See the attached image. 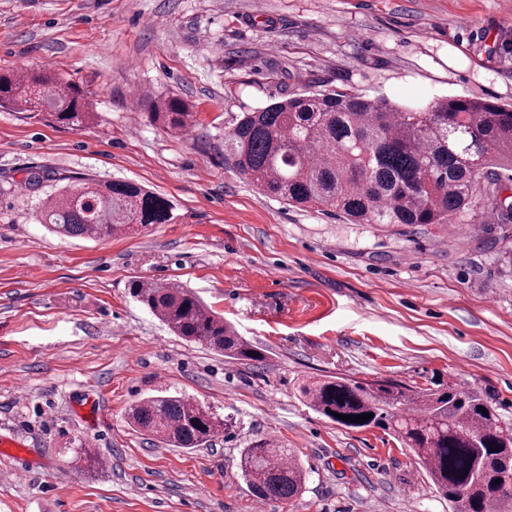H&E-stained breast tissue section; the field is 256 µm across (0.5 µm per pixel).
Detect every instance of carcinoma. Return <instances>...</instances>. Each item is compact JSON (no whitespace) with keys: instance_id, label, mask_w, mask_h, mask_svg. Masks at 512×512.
<instances>
[{"instance_id":"cac0c4a2","label":"carcinoma","mask_w":512,"mask_h":512,"mask_svg":"<svg viewBox=\"0 0 512 512\" xmlns=\"http://www.w3.org/2000/svg\"><path fill=\"white\" fill-rule=\"evenodd\" d=\"M0 107L45 111L67 129L91 117L83 91L47 72L0 73ZM147 108L167 130L191 122L179 98L160 97ZM224 163L271 197L320 207L352 224H446L467 214L477 198L483 201L480 223H512V195H504L501 174L512 171V106L482 99L443 97L418 109L347 91L293 93L243 114L224 134ZM171 219L172 204L141 185L88 177L70 181L40 210L41 223L61 237L103 239ZM131 294L186 342L238 361L265 360L263 349L181 283L134 281ZM299 392L338 425L393 434L453 512H512V424L479 388L450 383L418 389L394 379L324 375L303 382ZM337 413L374 417L352 423ZM127 419L185 450L208 446L226 426L211 408L165 391L131 404ZM69 451L88 467L99 462L79 436ZM240 470L263 501L289 502L307 480L295 451L265 435L241 449Z\"/></svg>"}]
</instances>
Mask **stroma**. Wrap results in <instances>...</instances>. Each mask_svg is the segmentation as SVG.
Here are the masks:
<instances>
[{
  "label": "stroma",
  "mask_w": 512,
  "mask_h": 512,
  "mask_svg": "<svg viewBox=\"0 0 512 512\" xmlns=\"http://www.w3.org/2000/svg\"><path fill=\"white\" fill-rule=\"evenodd\" d=\"M79 85L78 129L0 108V512H451L390 434L309 408L304 377L479 385L512 421V223L350 224L268 197L224 164L241 113L336 89L423 107L512 104V0H0V72ZM185 100L171 132L140 105ZM47 174L41 188L27 173ZM139 183L173 219L108 239L61 238L38 212L56 179ZM193 289L266 359L174 336L135 280ZM165 390L228 419L171 448L126 410ZM81 434L102 464L66 447ZM293 448L305 490L258 502L238 468L254 437Z\"/></svg>",
  "instance_id": "1"
}]
</instances>
